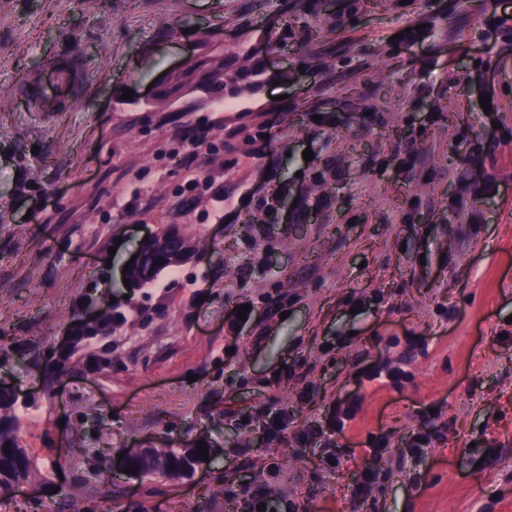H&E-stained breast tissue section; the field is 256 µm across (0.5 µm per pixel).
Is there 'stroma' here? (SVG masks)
<instances>
[{"instance_id": "obj_1", "label": "stroma", "mask_w": 512, "mask_h": 512, "mask_svg": "<svg viewBox=\"0 0 512 512\" xmlns=\"http://www.w3.org/2000/svg\"><path fill=\"white\" fill-rule=\"evenodd\" d=\"M282 1L0 0V380L34 404L37 462L0 512H245L228 495L242 486L273 512H512L500 0ZM250 46L261 83L217 105L191 67ZM51 60L73 82L45 109L30 88ZM191 137L217 145L196 159L212 193L185 189ZM168 226L202 250L126 288ZM107 306L103 365L79 353L56 375L74 318ZM275 413L279 438L261 427ZM311 424L336 473L293 439ZM417 432L432 443L413 456ZM200 440L222 459L187 480L113 463ZM366 464L380 475L357 497Z\"/></svg>"}]
</instances>
